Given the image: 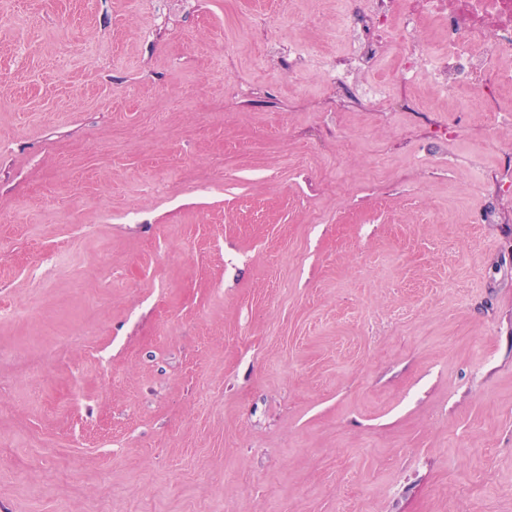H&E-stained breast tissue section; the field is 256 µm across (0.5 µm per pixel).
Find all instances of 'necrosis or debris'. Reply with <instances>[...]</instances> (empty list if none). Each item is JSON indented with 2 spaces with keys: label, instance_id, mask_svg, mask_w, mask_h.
I'll list each match as a JSON object with an SVG mask.
<instances>
[{
  "label": "necrosis or debris",
  "instance_id": "obj_1",
  "mask_svg": "<svg viewBox=\"0 0 512 512\" xmlns=\"http://www.w3.org/2000/svg\"><path fill=\"white\" fill-rule=\"evenodd\" d=\"M348 49L337 56L333 77L346 86L358 73L374 71L391 50L405 78L427 70L448 93L482 89L481 102L499 110L512 95V0H344ZM447 21L445 51L416 35L418 22Z\"/></svg>",
  "mask_w": 512,
  "mask_h": 512
}]
</instances>
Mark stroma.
<instances>
[{
	"instance_id": "obj_1",
	"label": "stroma",
	"mask_w": 512,
	"mask_h": 512,
	"mask_svg": "<svg viewBox=\"0 0 512 512\" xmlns=\"http://www.w3.org/2000/svg\"><path fill=\"white\" fill-rule=\"evenodd\" d=\"M343 21L0 0V512H512V112ZM390 83L387 85L383 83L362 84L361 96L367 104H370L373 107L371 111L379 112L377 107L385 103L388 99H390L391 92L390 89L388 88Z\"/></svg>"
}]
</instances>
